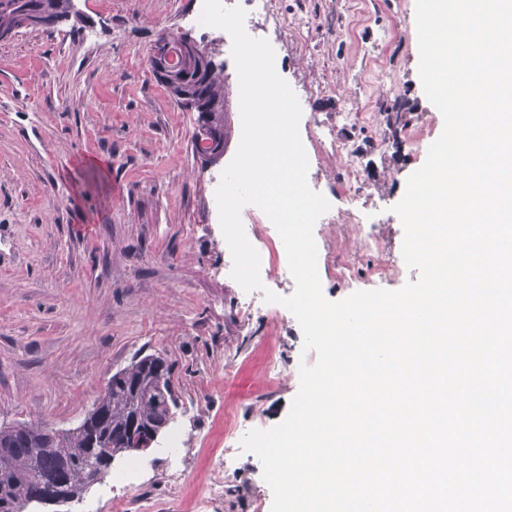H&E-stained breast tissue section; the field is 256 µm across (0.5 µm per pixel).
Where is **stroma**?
Returning <instances> with one entry per match:
<instances>
[{
  "label": "stroma",
  "mask_w": 512,
  "mask_h": 512,
  "mask_svg": "<svg viewBox=\"0 0 512 512\" xmlns=\"http://www.w3.org/2000/svg\"><path fill=\"white\" fill-rule=\"evenodd\" d=\"M75 9L76 18L0 42V425L75 428L113 374L157 353L173 365L178 407L140 457L153 512H194L218 477L216 512H271L262 465L239 445L254 426L285 418L299 367L316 356L303 354L297 321L263 305L244 313L242 290L224 272L230 249L212 181L223 163L195 155L196 113L149 68L161 35L198 36L196 0H75ZM301 13L305 27L275 31L274 20ZM245 29L270 42L306 120L353 137L363 187L351 205L398 268L389 289L417 280L392 208L443 118L418 76L415 0H271L269 14L246 17ZM198 38L216 47L238 101L229 41ZM367 46L384 48L382 72L365 63ZM367 98L373 129L341 127L340 112ZM416 128L425 145L409 141ZM321 234L322 291L337 301L350 291L331 261L358 251L363 230L325 224ZM269 351L282 376L263 390L254 363Z\"/></svg>",
  "instance_id": "1"
}]
</instances>
